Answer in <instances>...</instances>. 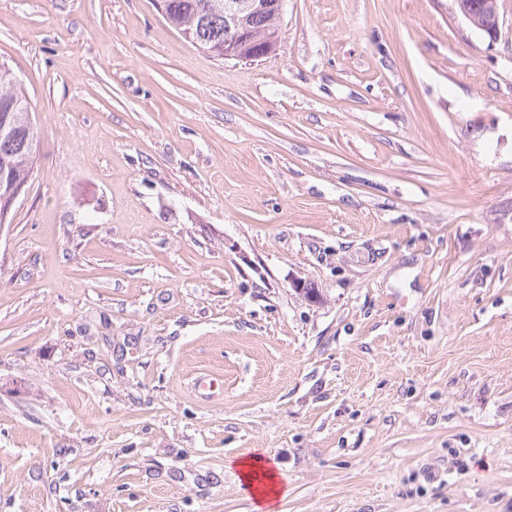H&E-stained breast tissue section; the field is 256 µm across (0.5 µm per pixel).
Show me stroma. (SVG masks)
<instances>
[{
	"label": "stroma",
	"mask_w": 512,
	"mask_h": 512,
	"mask_svg": "<svg viewBox=\"0 0 512 512\" xmlns=\"http://www.w3.org/2000/svg\"><path fill=\"white\" fill-rule=\"evenodd\" d=\"M0 0L40 154L0 230V512H512V0ZM162 0V13L167 23L180 31L190 30V38L182 36L200 49L222 56L224 59L256 61L277 49V29L271 20L274 8L275 19L283 12V0ZM224 2V10L221 3ZM269 10V11H267ZM250 28L262 38H272L260 44L255 41L246 21L252 15ZM201 16L209 21L202 27L197 20ZM223 57V56H222ZM471 1H479L474 4ZM454 12L467 24L496 39L500 34L501 17L499 0H452ZM269 463L270 460L261 454H256L234 463L247 486H253L257 480L264 484V488L256 486L252 491L255 503L253 509L255 512H277L276 504L272 503L277 502L281 495H285L287 492V490L284 492L283 487L280 486L275 469L269 467ZM260 477H262V480H260Z\"/></svg>",
	"instance_id": "1"
}]
</instances>
